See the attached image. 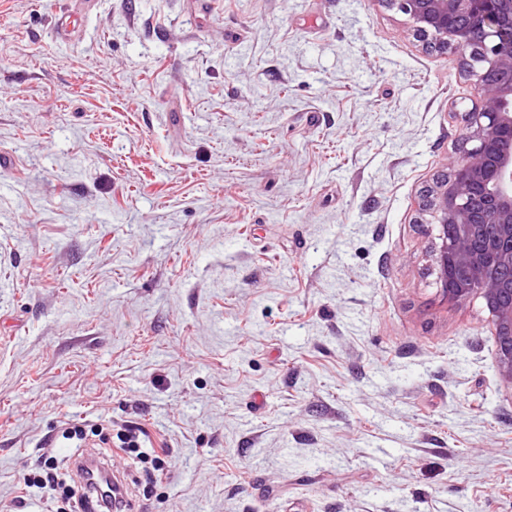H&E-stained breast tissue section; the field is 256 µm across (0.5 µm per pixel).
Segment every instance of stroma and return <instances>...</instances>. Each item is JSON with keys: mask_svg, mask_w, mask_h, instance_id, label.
<instances>
[{"mask_svg": "<svg viewBox=\"0 0 512 512\" xmlns=\"http://www.w3.org/2000/svg\"><path fill=\"white\" fill-rule=\"evenodd\" d=\"M475 95L378 0H0V512L69 422L137 512H512L418 209ZM140 434L141 432L137 433L135 429L124 431L123 436L119 437L121 445L118 449L124 451L128 456H135L141 463H150L153 471L162 469L160 467L167 463L165 458L168 455L165 448L161 450V454L165 457H161L155 448H144L141 444Z\"/></svg>", "mask_w": 512, "mask_h": 512, "instance_id": "1", "label": "stroma"}]
</instances>
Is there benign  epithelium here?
I'll list each match as a JSON object with an SVG mask.
<instances>
[{
	"label": "benign epithelium",
	"instance_id": "obj_1",
	"mask_svg": "<svg viewBox=\"0 0 512 512\" xmlns=\"http://www.w3.org/2000/svg\"><path fill=\"white\" fill-rule=\"evenodd\" d=\"M378 2L407 15L429 47L458 53L475 77L461 156L418 207L438 225L440 281L457 283L443 294L483 300L498 377L512 390V0Z\"/></svg>",
	"mask_w": 512,
	"mask_h": 512
}]
</instances>
